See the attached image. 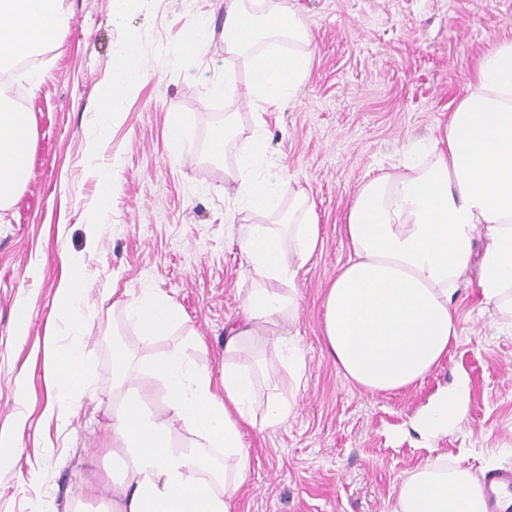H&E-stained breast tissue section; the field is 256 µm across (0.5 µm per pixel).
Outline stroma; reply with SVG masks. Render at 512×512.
<instances>
[{"mask_svg":"<svg viewBox=\"0 0 512 512\" xmlns=\"http://www.w3.org/2000/svg\"><path fill=\"white\" fill-rule=\"evenodd\" d=\"M311 33L296 51L314 56L311 72L283 111L265 114L264 174L299 182L316 203L322 249L293 281L294 322L257 336L238 356L256 375L253 411L288 377L277 348L285 336L305 367L276 426L246 427L251 465L238 512H393L400 483L433 463L479 477L512 466V317L482 303L475 271L463 273L452 307L457 338L414 386L370 392L345 377L322 342L323 297L348 256L341 226L362 182L397 164L412 142L434 136L467 94L480 58L512 41V0H282ZM70 21L34 68L10 80L35 123L31 169L0 223V437L18 438L0 469V512H34L44 488L54 512H98L82 487L118 462L106 399L112 394V341L133 356L185 346L196 367L218 368L224 324L255 281L237 236L262 223L225 169L255 128L247 74L224 51L222 0H66ZM207 15L202 54L175 64L185 30ZM136 38L149 78L124 96L100 157L115 167V189L100 223H88L99 195L85 143L101 125L97 94L108 61ZM232 117L237 135L224 154L213 143ZM187 124L194 159L179 164L163 147L174 118ZM86 269L83 315L69 322L54 305L62 267ZM137 298L158 290L182 306L180 332L143 344L132 321L112 310L111 288ZM29 308L26 327L17 313ZM83 336L91 386L54 410L45 380L71 336ZM203 337L206 350L191 347ZM468 394L455 423L421 438L411 420L456 378Z\"/></svg>","mask_w":512,"mask_h":512,"instance_id":"1","label":"stroma"}]
</instances>
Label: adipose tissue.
<instances>
[{"label": "adipose tissue", "mask_w": 512, "mask_h": 512, "mask_svg": "<svg viewBox=\"0 0 512 512\" xmlns=\"http://www.w3.org/2000/svg\"><path fill=\"white\" fill-rule=\"evenodd\" d=\"M65 0H0V58L17 59L52 44L67 22ZM309 43L311 35L288 7L261 10L247 0H224V50L243 58L250 73L249 103L263 125L267 108H282L306 81L313 56L281 51L280 39ZM136 42L113 57L111 77L97 97L101 116L112 117L126 92L147 77L137 64ZM33 118L0 91V210L31 167ZM268 144L254 133L227 176L239 180L257 212L278 216L287 232L248 224L238 236L250 273L260 280L241 313L224 325L219 371L197 369L180 348L132 360L112 350V458L108 472L82 488L104 512H237L249 468L242 439L253 424V374L234 361L242 343L296 317L294 294L279 291L318 251L322 238L309 192L262 174ZM351 247L323 300V336L337 367L371 392L398 391L422 380L447 355L456 337L451 311L454 285L470 266L486 302L512 313V42L485 53L469 93L428 144L412 148L390 171L364 182L345 217ZM482 257H475L476 238ZM86 276L69 264L55 297L59 314L79 319ZM152 339L181 327L176 300L161 292L137 302L114 300ZM82 337H73L52 378L57 401L81 391ZM166 385V414L145 405V382ZM224 451V465L207 464L203 447H180V429ZM394 512H485L477 481L466 469L425 467L405 479Z\"/></svg>", "instance_id": "obj_1"}]
</instances>
